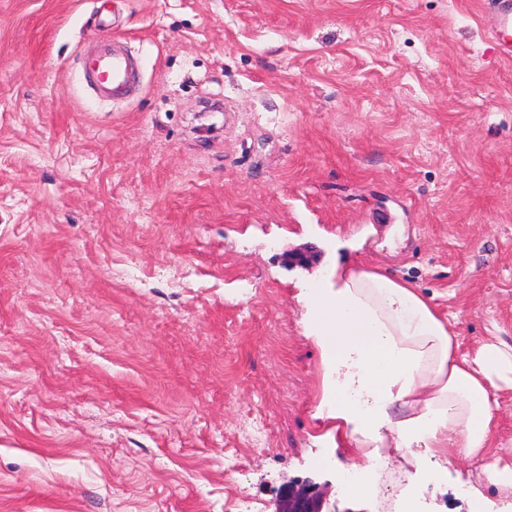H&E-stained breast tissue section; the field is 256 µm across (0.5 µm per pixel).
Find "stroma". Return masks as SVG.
I'll use <instances>...</instances> for the list:
<instances>
[{
  "instance_id": "obj_1",
  "label": "stroma",
  "mask_w": 512,
  "mask_h": 512,
  "mask_svg": "<svg viewBox=\"0 0 512 512\" xmlns=\"http://www.w3.org/2000/svg\"><path fill=\"white\" fill-rule=\"evenodd\" d=\"M111 17L140 79L118 102L82 75ZM494 25L487 0H0V512H276L306 478L391 512L339 490L357 451L315 416L299 295L380 265L461 352L512 344ZM379 454L420 512H512L481 460L436 482Z\"/></svg>"
}]
</instances>
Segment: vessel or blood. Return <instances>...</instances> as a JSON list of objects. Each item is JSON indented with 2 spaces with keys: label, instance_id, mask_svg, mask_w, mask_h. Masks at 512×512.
Returning <instances> with one entry per match:
<instances>
[{
  "label": "vessel or blood",
  "instance_id": "obj_1",
  "mask_svg": "<svg viewBox=\"0 0 512 512\" xmlns=\"http://www.w3.org/2000/svg\"><path fill=\"white\" fill-rule=\"evenodd\" d=\"M496 16L494 36L505 58H512V0H493ZM87 78L97 94L115 100L130 97L136 87L133 57L121 38L93 41L85 57Z\"/></svg>",
  "mask_w": 512,
  "mask_h": 512
}]
</instances>
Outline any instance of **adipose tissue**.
Returning <instances> with one entry per match:
<instances>
[{"label": "adipose tissue", "mask_w": 512, "mask_h": 512, "mask_svg": "<svg viewBox=\"0 0 512 512\" xmlns=\"http://www.w3.org/2000/svg\"><path fill=\"white\" fill-rule=\"evenodd\" d=\"M301 297L325 370L317 415L362 449L364 468L388 443L418 461L457 452L484 460L488 483L512 488V463L492 453L497 393L512 390V345L460 353L429 300L380 269L346 270Z\"/></svg>", "instance_id": "ef3b65f1"}]
</instances>
